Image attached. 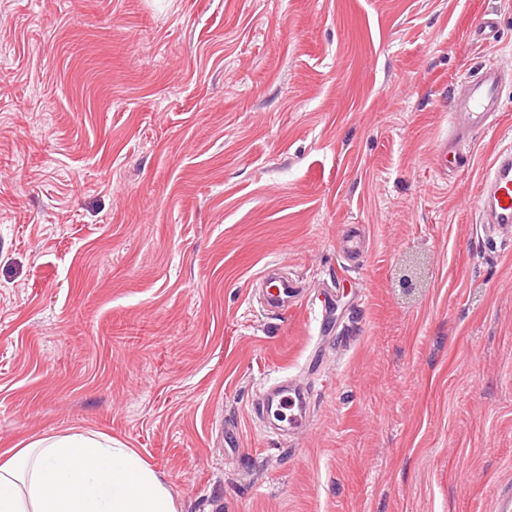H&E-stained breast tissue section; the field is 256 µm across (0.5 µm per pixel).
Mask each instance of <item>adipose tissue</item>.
<instances>
[{"label":"adipose tissue","mask_w":512,"mask_h":512,"mask_svg":"<svg viewBox=\"0 0 512 512\" xmlns=\"http://www.w3.org/2000/svg\"><path fill=\"white\" fill-rule=\"evenodd\" d=\"M0 512H177L163 473L101 434H54L0 461Z\"/></svg>","instance_id":"1"}]
</instances>
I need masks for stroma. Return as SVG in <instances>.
Instances as JSON below:
<instances>
[{
    "instance_id": "35a3bbf8",
    "label": "stroma",
    "mask_w": 512,
    "mask_h": 512,
    "mask_svg": "<svg viewBox=\"0 0 512 512\" xmlns=\"http://www.w3.org/2000/svg\"><path fill=\"white\" fill-rule=\"evenodd\" d=\"M490 65L512 0H0V453L103 433L178 512H492L512 248L477 203L512 80L435 158ZM288 377L296 434L252 410ZM506 75L504 70L490 66L476 77L464 80L450 102L448 116L452 127L465 130L490 123L499 112L500 88Z\"/></svg>"
}]
</instances>
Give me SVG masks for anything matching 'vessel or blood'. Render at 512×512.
I'll return each instance as SVG.
<instances>
[{"label":"vessel or blood","instance_id":"1","mask_svg":"<svg viewBox=\"0 0 512 512\" xmlns=\"http://www.w3.org/2000/svg\"><path fill=\"white\" fill-rule=\"evenodd\" d=\"M504 70L491 66L476 77L464 80L450 102L448 116L454 129L485 126L500 107V88ZM482 222L505 244L512 243V148L499 151L483 178L480 193ZM259 407L270 406L288 412L289 429L304 427L306 397L292 385L274 384L260 387L256 397Z\"/></svg>","mask_w":512,"mask_h":512}]
</instances>
